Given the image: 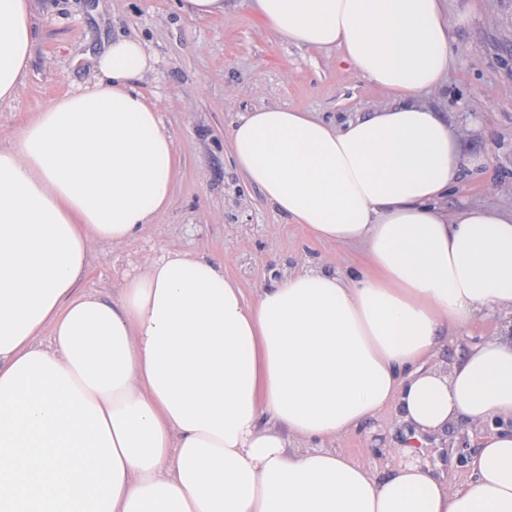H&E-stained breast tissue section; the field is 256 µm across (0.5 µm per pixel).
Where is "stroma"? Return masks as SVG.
Here are the masks:
<instances>
[{
  "label": "stroma",
  "mask_w": 512,
  "mask_h": 512,
  "mask_svg": "<svg viewBox=\"0 0 512 512\" xmlns=\"http://www.w3.org/2000/svg\"><path fill=\"white\" fill-rule=\"evenodd\" d=\"M458 63L428 103L444 112L463 148L492 151L489 167L472 173L445 199L448 212L481 204L512 210V0H446ZM40 32L27 80L0 106V143L9 142L50 99L93 80L89 57L117 34H135L151 47L156 64L142 85L156 101L173 137L179 167L169 207L139 239L120 250L93 244L80 283L84 293L109 301L125 276L163 250L192 251L223 262L246 295L272 271L285 268L341 272L364 264L361 249L315 240L288 222L242 178L224 150L229 125L244 112L280 106L316 113L343 125L361 112L389 104V96L361 79L338 52L301 48L279 38L253 13L249 0H224V14L196 19L176 0H35ZM512 325L505 309L450 332L430 357L449 369L474 339ZM478 429L451 428L425 436L420 464L449 485L466 469L452 459L477 447ZM405 439L395 408L376 414L359 431L335 442L336 450L372 470L402 461Z\"/></svg>",
  "instance_id": "obj_1"
}]
</instances>
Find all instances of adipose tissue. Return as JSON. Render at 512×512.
<instances>
[{
	"mask_svg": "<svg viewBox=\"0 0 512 512\" xmlns=\"http://www.w3.org/2000/svg\"><path fill=\"white\" fill-rule=\"evenodd\" d=\"M250 7L392 99L340 127L257 108L228 133L249 186L370 264L288 270L249 297L222 263L169 250L117 300L79 292L90 244L137 240L177 170L139 89L154 57L113 37L92 82L0 144V512H512V338L445 373L427 362L449 330L512 307V212L442 206L488 165L425 101L455 63L442 0ZM33 15L0 0V104L28 74ZM391 405L417 434L485 427L463 484L331 449Z\"/></svg>",
	"mask_w": 512,
	"mask_h": 512,
	"instance_id": "obj_1",
	"label": "adipose tissue"
}]
</instances>
